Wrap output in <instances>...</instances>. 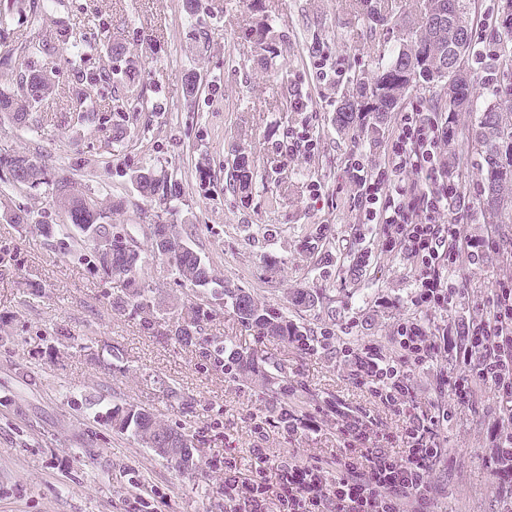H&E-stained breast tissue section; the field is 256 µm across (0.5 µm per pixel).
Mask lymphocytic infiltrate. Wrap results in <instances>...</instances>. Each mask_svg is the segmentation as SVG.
I'll return each mask as SVG.
<instances>
[{
  "label": "lymphocytic infiltrate",
  "mask_w": 512,
  "mask_h": 512,
  "mask_svg": "<svg viewBox=\"0 0 512 512\" xmlns=\"http://www.w3.org/2000/svg\"><path fill=\"white\" fill-rule=\"evenodd\" d=\"M448 121L415 104L401 112L396 131L380 160L355 155L350 178L361 223L382 225L386 251H398L415 266L411 302L418 309L443 312L456 307L464 292L453 277L461 256L481 258L493 239L474 241L454 210L460 185L448 178L444 148ZM486 316L464 321L455 335L435 333L421 320L400 323L396 352L388 356L368 344L342 353L370 393L408 419L403 454L378 447L367 424L346 415L336 418L343 450L333 470L317 459L270 460L253 454L264 468L255 479L238 482L232 460L224 462V512H265L267 469H275L284 512H436L433 474L446 450L441 430L451 419L448 407L420 409L415 373L455 356L462 376L440 371L436 387L466 403L481 387L507 400L490 437L488 464L497 481L502 512H512V278L500 281L488 300Z\"/></svg>",
  "instance_id": "f902f5d3"
}]
</instances>
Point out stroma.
<instances>
[{"label": "stroma", "instance_id": "obj_1", "mask_svg": "<svg viewBox=\"0 0 512 512\" xmlns=\"http://www.w3.org/2000/svg\"><path fill=\"white\" fill-rule=\"evenodd\" d=\"M422 2L381 0L387 20L380 25L359 0H201L194 16L183 0H59L53 19L70 25L89 52L75 64L56 45L44 61L58 96L33 112L29 127L0 123V159L37 154L54 177L118 203L111 221L127 227L140 249L149 247L147 226L164 220L221 278L313 335L330 332V350L307 354L253 335L228 307L205 329L282 365L295 387L289 409L342 405L374 434L390 435L396 454L406 419L352 375L343 344L375 343L389 355L404 320L419 316L439 328L485 315L491 290L512 272V224L492 232L483 224V178L468 141L460 143L456 167L461 217L472 236L493 234L497 247L475 264L461 258L456 277L465 296L455 311L418 313L412 261L382 250V225L356 219L346 164L359 149L378 156L398 114L341 129L336 109L357 78L375 76L389 60ZM33 3L0 0L1 91L14 90L19 79L2 58L48 35L32 22ZM262 20L278 33L265 65L249 36ZM115 46L120 55H112ZM320 50L345 70L342 82L319 78ZM103 66L117 69L119 79L80 86L83 73ZM192 74L199 90L191 95ZM78 88L93 104L80 123L71 121L66 97ZM131 91L143 93L147 109L118 113V98ZM296 92L312 107L293 111ZM116 124L127 131L119 144L112 140ZM240 147L255 169L245 202L225 187ZM146 167L181 179L185 195L176 210L160 214L139 196L131 177ZM10 214L17 222H7ZM65 221L48 192L11 185L0 168V512H224L225 454L242 481L255 474L257 448L273 459L335 461L343 442L334 416L322 418L318 430L285 438L266 419L274 400L261 382L226 378L194 349L113 310L110 299L122 282L80 260L78 237L35 230ZM33 283L39 292L30 291ZM303 290L316 294L315 305L292 304L291 295ZM170 387L176 396H167ZM124 403L199 431L198 468L180 472L113 430L104 414ZM498 410L485 387L456 406L443 431L448 454L434 475L443 490L438 512H501L486 464Z\"/></svg>", "mask_w": 512, "mask_h": 512}]
</instances>
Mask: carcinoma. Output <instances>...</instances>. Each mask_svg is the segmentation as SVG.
Listing matches in <instances>:
<instances>
[{
	"label": "carcinoma",
	"mask_w": 512,
	"mask_h": 512,
	"mask_svg": "<svg viewBox=\"0 0 512 512\" xmlns=\"http://www.w3.org/2000/svg\"><path fill=\"white\" fill-rule=\"evenodd\" d=\"M437 0H424L417 18L405 26L402 44L379 68L375 77L357 82L360 100L347 101L336 112V124L346 128L353 123L357 112H373L380 119L391 112L404 98L407 91L419 82L442 84L445 95L460 106V111L473 114L466 139L477 146L481 158L480 169L484 175L483 195L479 200L482 219L490 224H512V196L504 198L502 190L512 186V93L501 94V84L512 80V22L506 23L503 14L495 20V45L497 61L487 83L488 97L474 100L471 78H463L454 69L451 61L453 47L461 46L462 57L470 54L472 32L468 14L471 0H443L444 24H438L435 14ZM251 36L261 60L273 53L276 40L273 27L260 21ZM55 38L66 45L76 60L83 58L85 48L68 29L56 26ZM44 48L36 44L21 47L18 58L20 68L16 90L0 92V119L24 125L29 112L48 101L54 90L52 72L41 61ZM459 146L458 133L453 121H448V167L454 168ZM27 153H19L2 161L0 167L9 171L10 182L15 186L48 188L53 203L64 212L68 221L83 240L90 237H109L112 240V255L99 253L88 247V263L101 271L103 276L123 281L122 294L112 298V309L128 312L139 318L142 326L166 339L192 346L202 360L213 368L236 380L245 373L257 374L265 386L274 394L288 392V375L279 365L273 370L258 367L259 356L255 350H244L225 340L219 341L204 336L205 326L217 315V308L231 306L242 325L256 336H264L292 342L294 336H306L301 329L276 311L254 297L251 293L218 278L215 269L181 237L175 225L159 223L151 232L150 252L167 258L178 277L200 288L186 295L164 296L156 288H147L138 276L142 267L141 251L135 248L127 232L105 219L112 216L114 204L103 205L99 197L89 190L78 189L68 179H56L41 160L29 169L17 170L13 164ZM229 186L241 194V200L249 197L254 170L247 153L241 151L234 158L228 173ZM135 186L139 194L155 202L167 211L183 201L184 187L176 176L165 170L143 169L136 174ZM112 428L143 441V435L157 432L173 438L184 448L196 447L199 432L190 428L174 429L143 407L130 411L129 406L112 407Z\"/></svg>",
	"instance_id": "cac0c4a2"
}]
</instances>
